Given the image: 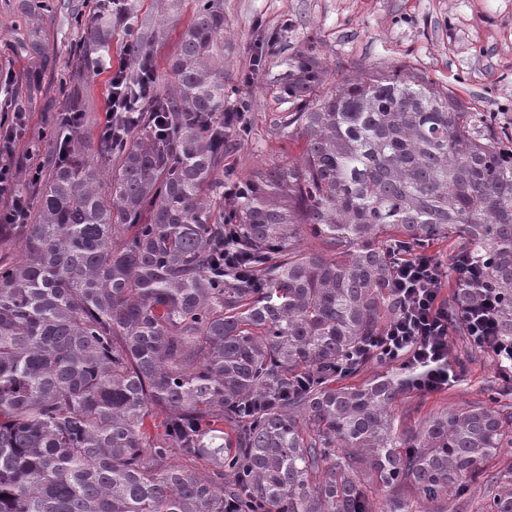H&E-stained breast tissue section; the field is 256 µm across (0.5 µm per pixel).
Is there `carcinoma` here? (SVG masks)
<instances>
[{
  "label": "carcinoma",
  "mask_w": 512,
  "mask_h": 512,
  "mask_svg": "<svg viewBox=\"0 0 512 512\" xmlns=\"http://www.w3.org/2000/svg\"><path fill=\"white\" fill-rule=\"evenodd\" d=\"M112 2L77 19L94 71L112 57L98 21L126 14ZM223 35L198 0L154 95L170 133L102 141L98 163L69 153L0 261V512H464L468 481L512 448L507 395L403 431L405 378L337 380L376 361L356 354L399 312L397 244L474 254L512 339L509 137L406 66L328 89L302 53L283 92L303 150L226 209L224 128L206 124ZM226 232L248 267L224 264ZM306 233L345 259L302 249ZM215 424L234 438L207 447ZM478 512H512V478L490 477Z\"/></svg>",
  "instance_id": "carcinoma-1"
}]
</instances>
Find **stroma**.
<instances>
[{"label":"stroma","instance_id":"35a3bbf8","mask_svg":"<svg viewBox=\"0 0 512 512\" xmlns=\"http://www.w3.org/2000/svg\"><path fill=\"white\" fill-rule=\"evenodd\" d=\"M138 23L112 24V62L121 64L127 43L148 44L158 78H166L179 38L190 23L193 0H179L162 14V0H134ZM94 0H0V65L15 75L12 92L32 121L17 148L18 182L29 188L30 163L49 161L54 131L69 95L80 91L86 110L81 131L96 146L105 112V74L89 72L73 54L82 31L78 17L93 13ZM224 12V101H247V131L231 135L225 169L249 177L261 166L299 157L303 143L284 126L291 105L282 93L289 58L315 51L330 82L367 69L405 65L448 87L467 111L492 118L512 135V0H219ZM38 35L40 54L19 45ZM452 360L466 361L465 375L438 392H406L395 413L413 425L430 413L484 398L499 383L495 363L470 353L461 328L450 337Z\"/></svg>","mask_w":512,"mask_h":512}]
</instances>
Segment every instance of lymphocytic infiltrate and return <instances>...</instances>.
<instances>
[{
	"instance_id": "lymphocytic-infiltrate-1",
	"label": "lymphocytic infiltrate",
	"mask_w": 512,
	"mask_h": 512,
	"mask_svg": "<svg viewBox=\"0 0 512 512\" xmlns=\"http://www.w3.org/2000/svg\"><path fill=\"white\" fill-rule=\"evenodd\" d=\"M109 84L101 138L124 137L146 121L156 132H166V113L151 107L153 79L144 74L131 78L122 66L111 72ZM28 122L24 112L0 114V224L24 223L31 208V196L18 187L15 162L18 138ZM454 270L473 293V300L462 296L451 302L443 299L441 283L448 271L433 255L400 254L395 259L393 285L402 301L401 311L373 346L387 361L399 364L409 386L419 391L442 390L455 382L449 344L451 327L456 322L476 344L491 353L499 376L512 380V341L501 340L496 330L497 294L482 287L477 267L465 259H458Z\"/></svg>"
}]
</instances>
